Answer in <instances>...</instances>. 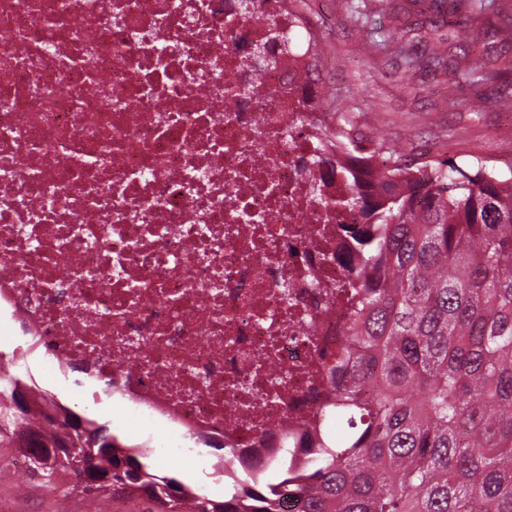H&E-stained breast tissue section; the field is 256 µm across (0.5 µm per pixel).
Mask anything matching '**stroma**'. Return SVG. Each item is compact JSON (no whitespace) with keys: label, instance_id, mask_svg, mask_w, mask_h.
<instances>
[{"label":"stroma","instance_id":"1","mask_svg":"<svg viewBox=\"0 0 512 512\" xmlns=\"http://www.w3.org/2000/svg\"><path fill=\"white\" fill-rule=\"evenodd\" d=\"M415 0H303L304 15L318 41L327 88L319 108L345 117L368 145L385 142L414 162L477 161L500 172L512 167V112L495 104L497 86L485 82L449 85L448 74L406 67L395 35ZM381 19L382 41L370 53L359 50L363 21ZM0 498L13 512H82L84 500L67 502L43 494L25 477L0 482Z\"/></svg>","mask_w":512,"mask_h":512}]
</instances>
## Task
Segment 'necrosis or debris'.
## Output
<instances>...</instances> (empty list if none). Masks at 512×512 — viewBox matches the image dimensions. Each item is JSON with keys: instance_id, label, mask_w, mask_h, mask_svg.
<instances>
[{"instance_id": "1", "label": "necrosis or debris", "mask_w": 512, "mask_h": 512, "mask_svg": "<svg viewBox=\"0 0 512 512\" xmlns=\"http://www.w3.org/2000/svg\"><path fill=\"white\" fill-rule=\"evenodd\" d=\"M283 0H0V311L46 376L85 367L156 439L258 479L311 431L349 316L359 223L322 176L307 52L248 64Z\"/></svg>"}]
</instances>
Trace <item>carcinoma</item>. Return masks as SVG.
Wrapping results in <instances>:
<instances>
[{
	"instance_id": "carcinoma-1",
	"label": "carcinoma",
	"mask_w": 512,
	"mask_h": 512,
	"mask_svg": "<svg viewBox=\"0 0 512 512\" xmlns=\"http://www.w3.org/2000/svg\"><path fill=\"white\" fill-rule=\"evenodd\" d=\"M448 26L469 46L493 23L512 46L508 0H452ZM407 65L440 63L401 47ZM463 74L512 84L483 64ZM347 182L342 204L357 211L339 254L353 306L336 358L335 398L319 415L318 441L303 469L283 462L275 483L235 481L224 499L198 496L191 512H512V167L478 162L418 166L397 149L375 166L352 151L336 157ZM27 421L0 397V445L17 442ZM49 438L26 429L28 458L58 448L46 479L66 473L86 499L144 495L153 512H186L189 486L162 475L112 437L91 444L70 417ZM112 473V484L80 489L81 469Z\"/></svg>"
}]
</instances>
